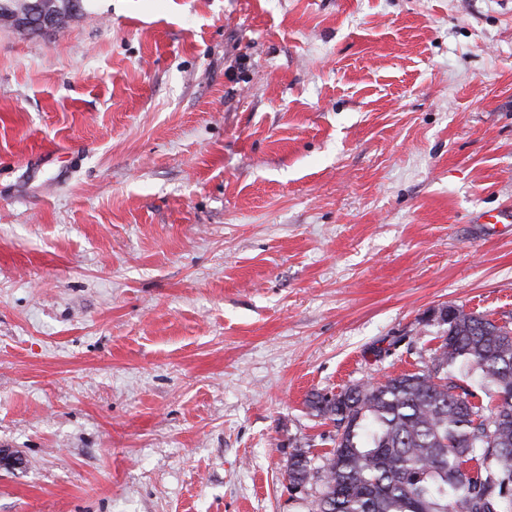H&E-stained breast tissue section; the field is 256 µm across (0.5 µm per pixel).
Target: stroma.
Wrapping results in <instances>:
<instances>
[{
  "instance_id": "stroma-1",
  "label": "stroma",
  "mask_w": 512,
  "mask_h": 512,
  "mask_svg": "<svg viewBox=\"0 0 512 512\" xmlns=\"http://www.w3.org/2000/svg\"><path fill=\"white\" fill-rule=\"evenodd\" d=\"M0 25V512H313L309 408L512 322V0H83ZM43 0L16 1V8L5 16H0V23L11 25L14 29L26 32L29 28H41L53 33L70 18L58 7L43 6ZM313 458L309 450L304 448H293L288 456V482L292 491H300L305 487L310 478L314 476L312 467Z\"/></svg>"
}]
</instances>
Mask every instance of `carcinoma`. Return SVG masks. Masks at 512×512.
<instances>
[{
    "label": "carcinoma",
    "mask_w": 512,
    "mask_h": 512,
    "mask_svg": "<svg viewBox=\"0 0 512 512\" xmlns=\"http://www.w3.org/2000/svg\"><path fill=\"white\" fill-rule=\"evenodd\" d=\"M425 369L344 389L308 406L336 428L316 512H512V328L447 306ZM288 456L293 491L314 476Z\"/></svg>",
    "instance_id": "cac0c4a2"
}]
</instances>
